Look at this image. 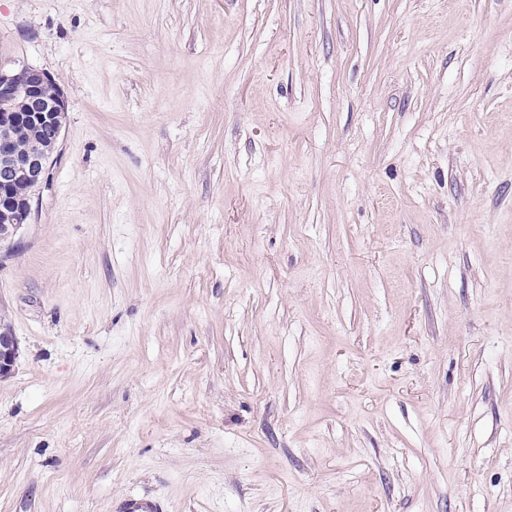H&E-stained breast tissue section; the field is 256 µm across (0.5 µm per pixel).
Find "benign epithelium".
Masks as SVG:
<instances>
[{"mask_svg": "<svg viewBox=\"0 0 512 512\" xmlns=\"http://www.w3.org/2000/svg\"><path fill=\"white\" fill-rule=\"evenodd\" d=\"M67 102L62 88L46 72L0 62V241H10L31 215L32 194L45 180L59 143ZM44 129L48 145L16 147L8 131L18 124ZM17 344L0 331V377L17 359Z\"/></svg>", "mask_w": 512, "mask_h": 512, "instance_id": "obj_1", "label": "benign epithelium"}]
</instances>
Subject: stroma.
Instances as JSON below:
<instances>
[{
  "instance_id": "1",
  "label": "stroma",
  "mask_w": 512,
  "mask_h": 512,
  "mask_svg": "<svg viewBox=\"0 0 512 512\" xmlns=\"http://www.w3.org/2000/svg\"><path fill=\"white\" fill-rule=\"evenodd\" d=\"M68 112L0 245V512H512V0H0ZM17 344L7 331H0V377H7L17 359ZM114 512H163V505L148 494H128L113 505Z\"/></svg>"
}]
</instances>
